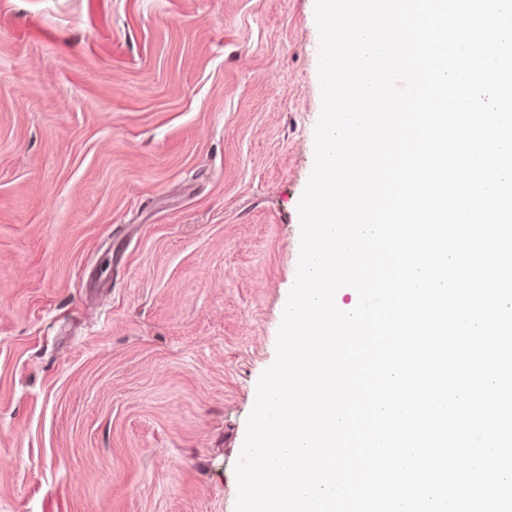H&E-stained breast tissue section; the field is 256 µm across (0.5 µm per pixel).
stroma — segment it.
I'll use <instances>...</instances> for the list:
<instances>
[{"mask_svg":"<svg viewBox=\"0 0 512 512\" xmlns=\"http://www.w3.org/2000/svg\"><path fill=\"white\" fill-rule=\"evenodd\" d=\"M315 0H0V512H235L321 112Z\"/></svg>","mask_w":512,"mask_h":512,"instance_id":"obj_1","label":"stroma"}]
</instances>
